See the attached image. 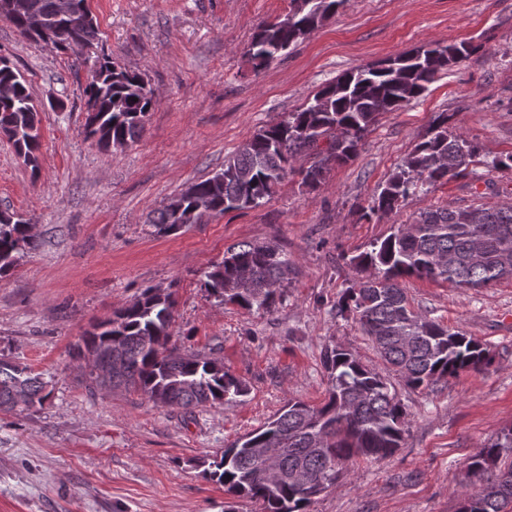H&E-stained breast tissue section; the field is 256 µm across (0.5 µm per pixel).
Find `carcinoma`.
Here are the masks:
<instances>
[{
    "label": "carcinoma",
    "instance_id": "cac0c4a2",
    "mask_svg": "<svg viewBox=\"0 0 512 512\" xmlns=\"http://www.w3.org/2000/svg\"><path fill=\"white\" fill-rule=\"evenodd\" d=\"M9 22L36 44L58 40L92 46L99 40L96 18L87 0H20ZM345 0H291L294 23L258 26L247 53L255 67L274 60L265 46L288 49L308 37L336 13ZM455 45L422 44L382 64L346 72L317 91L307 103L279 122L259 129L223 170L188 185L150 219L159 233L198 224L232 210L260 206L288 175L319 187L335 164L351 160L378 117L396 112L421 97L435 77L465 59H455ZM0 133L32 169L39 167L40 113L26 80L9 61L0 62ZM93 114L86 117V137L100 147L118 149L134 142L157 104L144 75L107 56L96 57L83 88ZM327 141V148L318 145ZM479 152L474 140L448 126V115L431 128L391 175L364 216L389 214L421 191L443 181L465 178ZM313 155L310 165L294 170L297 155ZM31 221L0 211V276L8 275L19 255L38 247ZM410 233L396 230L371 243V250L349 263L363 274L336 301V313L353 316L380 356L411 388H430L464 371L481 372L490 364L489 350L466 334L411 308L402 282L445 281L458 288H487L512 279V206L468 205L418 213ZM295 272L288 255L273 241L241 242L224 258L200 272L209 296L224 304L269 311ZM175 298L169 288L147 287L133 301L93 325L76 345L77 354L110 366L91 378L88 388H131L160 407L187 412L224 404L248 394L247 385L224 369L220 359L183 350L173 341ZM327 398L320 406L290 400L275 418L233 442L210 459H189L224 491L247 497L262 512H306L311 500L344 476L353 459L381 461L404 441L407 415L384 376L360 363L349 351L325 350ZM40 374L21 363L0 358V410H15V396L30 408L48 397ZM254 448H274L285 477L275 487L262 478L265 461ZM314 475L308 485L288 479L296 465ZM469 472L477 484L459 492L458 512H505L512 505V427L471 457Z\"/></svg>",
    "mask_w": 512,
    "mask_h": 512
}]
</instances>
